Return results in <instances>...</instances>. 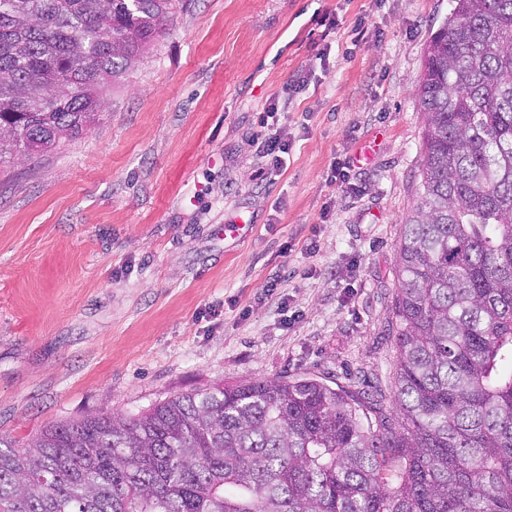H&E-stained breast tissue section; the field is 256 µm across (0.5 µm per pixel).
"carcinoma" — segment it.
<instances>
[{"instance_id":"cac0c4a2","label":"carcinoma","mask_w":512,"mask_h":512,"mask_svg":"<svg viewBox=\"0 0 512 512\" xmlns=\"http://www.w3.org/2000/svg\"><path fill=\"white\" fill-rule=\"evenodd\" d=\"M173 6L0 0V165L98 121ZM418 96L397 416L317 377L216 384L0 440V512H512V0H451Z\"/></svg>"}]
</instances>
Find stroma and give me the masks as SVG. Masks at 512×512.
Here are the masks:
<instances>
[{
    "label": "stroma",
    "mask_w": 512,
    "mask_h": 512,
    "mask_svg": "<svg viewBox=\"0 0 512 512\" xmlns=\"http://www.w3.org/2000/svg\"><path fill=\"white\" fill-rule=\"evenodd\" d=\"M336 15L335 27L318 16ZM449 0H177L97 124L0 167V439L232 381L395 412L424 50ZM329 48L260 173V115ZM350 184L328 183L338 157Z\"/></svg>",
    "instance_id": "1"
}]
</instances>
